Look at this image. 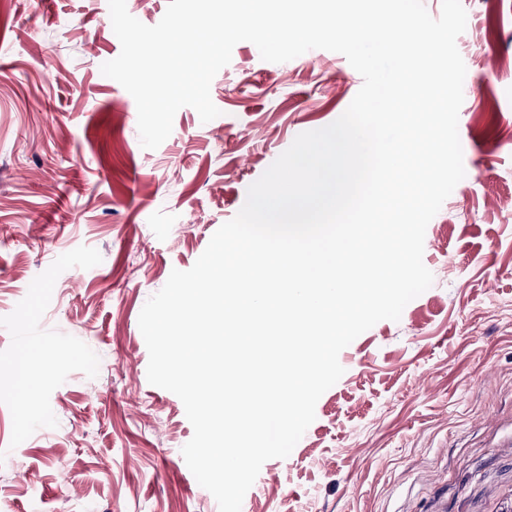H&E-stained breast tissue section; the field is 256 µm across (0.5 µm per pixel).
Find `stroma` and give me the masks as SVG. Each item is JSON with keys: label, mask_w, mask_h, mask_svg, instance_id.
Instances as JSON below:
<instances>
[{"label": "stroma", "mask_w": 512, "mask_h": 512, "mask_svg": "<svg viewBox=\"0 0 512 512\" xmlns=\"http://www.w3.org/2000/svg\"><path fill=\"white\" fill-rule=\"evenodd\" d=\"M466 175L427 226L432 286L339 354L344 373L241 512H512V0H462ZM108 0H0V500L11 512H219L181 453V400L151 385L139 329L295 137L362 85L339 53L213 78L219 117L182 107L142 147L101 72ZM52 347L34 399L14 365Z\"/></svg>", "instance_id": "1"}]
</instances>
